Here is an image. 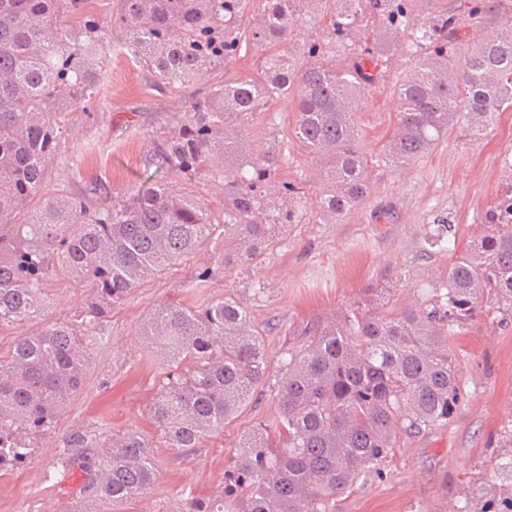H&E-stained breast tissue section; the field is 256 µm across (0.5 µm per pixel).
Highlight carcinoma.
<instances>
[{
	"instance_id": "obj_1",
	"label": "carcinoma",
	"mask_w": 512,
	"mask_h": 512,
	"mask_svg": "<svg viewBox=\"0 0 512 512\" xmlns=\"http://www.w3.org/2000/svg\"><path fill=\"white\" fill-rule=\"evenodd\" d=\"M119 0L106 14L91 0H0V326L50 306L52 281L93 289L79 312L15 340L0 354V470L25 460L81 389L87 351L104 340L102 318L133 290L193 257L203 243L222 248L197 271L257 265L276 230L296 224V187L281 175L283 148L272 134L253 139V116L277 99L294 103L295 141L322 164L319 220L333 224L366 196L369 165L405 163L466 124L479 135L512 107V15L493 0H468L478 24L496 25L471 46L446 13L410 22L411 0ZM386 27L379 35L370 22ZM305 22L325 38L295 47ZM408 33L417 57L397 87V128L383 152L359 147L355 113L376 82L384 41ZM154 81L181 94L216 67L255 52L257 76L226 80L191 100L183 121L143 163L152 186L116 188L97 177L79 193L50 191L45 171L58 158L68 116L89 111L107 67L113 34ZM207 177L224 187L215 213L182 187ZM503 194L485 215L487 230L460 252L420 304L388 314L386 289L319 328L281 360L279 410L242 435L224 490L191 498V512H336V497L382 465L400 435L448 424L461 393L449 340L476 313L512 316V150ZM170 361L149 406L170 448H195L236 417L267 381L263 334L232 296L192 306L167 303L144 322ZM103 448L95 462L76 448ZM151 437L138 431L98 445L70 438L61 465L79 467L83 505H122L153 484ZM494 479L448 512H512V428L492 461Z\"/></svg>"
}]
</instances>
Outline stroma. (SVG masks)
Instances as JSON below:
<instances>
[{"label": "stroma", "instance_id": "35a3bbf8", "mask_svg": "<svg viewBox=\"0 0 512 512\" xmlns=\"http://www.w3.org/2000/svg\"><path fill=\"white\" fill-rule=\"evenodd\" d=\"M255 54L237 59L185 90L184 97L207 94L213 84L255 73ZM405 36L391 39L385 63L365 95L355 119L363 152L374 155L398 121L396 88L414 65ZM184 97L160 89L151 75L113 42L93 115L72 113L47 170L49 188L79 192L103 172L115 186L141 188L143 159L154 140L184 117ZM295 114L277 100L253 120L256 134L271 133L288 148L281 176L302 191L303 216L289 225L259 266H239L205 286L195 284L198 267L214 246L134 290L104 317L108 342L90 352L91 365L80 392L54 426L36 442L25 462L0 471V512H61L76 498L80 470L57 468L69 438L88 431L97 439L121 430L154 432L148 404L166 381L159 375V348L141 334L152 310L165 302H205L232 294L255 327L264 330L271 361L268 383L251 396L237 418L195 448L158 442L157 477L139 501L122 507L97 503L98 512H187L189 497L206 498L224 487V471L237 454L241 436L272 415L280 380L278 362L304 347L326 319L366 300L375 286L388 288L395 307L419 302L443 279L450 253L435 245L436 216L448 217L459 245L484 232L485 213L503 192L501 165L512 147V110L497 113L483 135L454 127L428 153L398 165L368 170L366 199L341 221L319 223L315 200L324 189L316 157L288 138ZM402 271L405 283L393 275ZM54 301L45 313L21 324L0 326V354L14 340L45 323L67 319L91 291L66 282L52 284ZM461 378V403L448 425L417 436H401L387 458L382 478H360L337 497L336 512H445L449 496L470 494L489 480L487 464L512 423V320L486 314L468 321L452 342Z\"/></svg>", "mask_w": 512, "mask_h": 512}]
</instances>
